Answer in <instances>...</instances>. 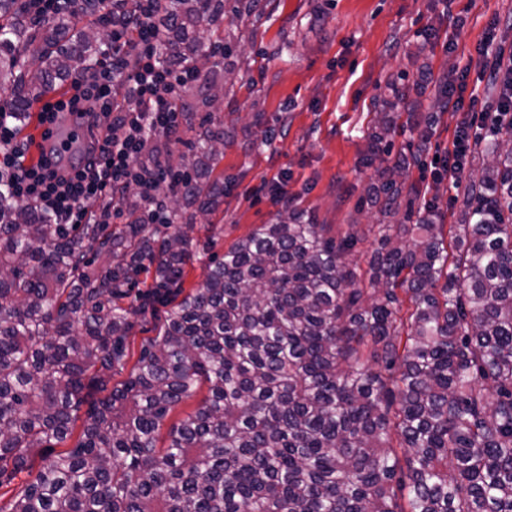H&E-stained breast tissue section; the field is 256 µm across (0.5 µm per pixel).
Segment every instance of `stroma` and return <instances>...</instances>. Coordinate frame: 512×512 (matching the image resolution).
Masks as SVG:
<instances>
[{
  "mask_svg": "<svg viewBox=\"0 0 512 512\" xmlns=\"http://www.w3.org/2000/svg\"><path fill=\"white\" fill-rule=\"evenodd\" d=\"M232 30L241 58L219 110L231 133L220 164L224 206L198 216L195 246L211 243L220 255L268 223L276 208L262 185L284 174L294 208L334 230L356 225L359 257L368 261L376 247L371 227L382 216L365 194L378 173L362 157L390 96L387 82L400 74L428 81L427 92L408 102L433 122L409 181L437 191L445 223H458L447 183L432 180L463 118L441 88L460 76L497 103L500 90L480 51L512 46V0H260Z\"/></svg>",
  "mask_w": 512,
  "mask_h": 512,
  "instance_id": "1",
  "label": "stroma"
}]
</instances>
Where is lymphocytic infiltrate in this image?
<instances>
[{
    "mask_svg": "<svg viewBox=\"0 0 512 512\" xmlns=\"http://www.w3.org/2000/svg\"><path fill=\"white\" fill-rule=\"evenodd\" d=\"M153 0H136L130 17L131 33L112 32V49L93 75L74 81L67 98L45 102L42 121L52 120L65 105L80 106L100 134L92 140L74 139L68 150L72 166L54 170L25 161L24 149L15 141V127L9 114L0 115V165L11 169L9 178H0V194L37 205L55 224H82L88 206L108 190L135 185L146 203H153L164 175L143 167L146 135L153 129L172 130L178 124L174 108L195 78L178 66L161 67L156 50L160 27L151 8ZM127 82L123 99H116L115 83ZM453 97L456 109H467L469 116L458 127L453 143L454 163L448 166L450 178H457L459 157L465 156L488 116L512 123V103L500 101L496 111H489L477 93L457 96L454 84L444 87Z\"/></svg>",
    "mask_w": 512,
    "mask_h": 512,
    "instance_id": "lymphocytic-infiltrate-1",
    "label": "lymphocytic infiltrate"
}]
</instances>
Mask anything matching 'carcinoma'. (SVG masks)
I'll list each match as a JSON object with an SVG mask.
<instances>
[{
  "label": "carcinoma",
  "instance_id": "cac0c4a2",
  "mask_svg": "<svg viewBox=\"0 0 512 512\" xmlns=\"http://www.w3.org/2000/svg\"><path fill=\"white\" fill-rule=\"evenodd\" d=\"M156 0L159 60L201 77L181 129L150 132L143 164L169 172L170 145L193 134L176 206L154 223L123 194L130 221L50 224L36 206L0 198V512H512V151L504 133L468 184L460 223L442 224L438 196L405 188L418 155L380 172L379 224L364 268L357 233L325 235L295 208L276 212L209 259L185 291L196 213L224 204V122L206 90L236 47L223 17L250 0ZM131 0H67L50 16L0 0V112L23 128L49 93L104 59V30ZM210 31L202 38L201 29ZM387 105L368 163L399 128L419 124ZM145 279H140V276ZM164 320L129 376L127 337L158 307ZM197 408L160 434L200 385ZM108 394L65 442L89 391ZM43 449L32 472L29 451Z\"/></svg>",
  "mask_w": 512,
  "mask_h": 512
}]
</instances>
